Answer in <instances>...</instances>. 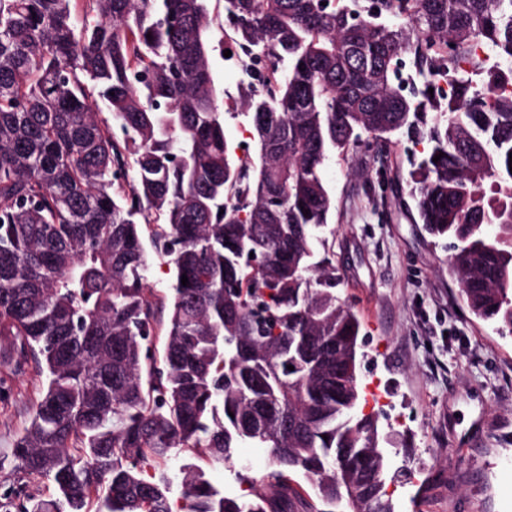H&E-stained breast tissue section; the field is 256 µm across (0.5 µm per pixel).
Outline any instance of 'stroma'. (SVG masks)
I'll return each instance as SVG.
<instances>
[{"instance_id":"35a3bbf8","label":"stroma","mask_w":512,"mask_h":512,"mask_svg":"<svg viewBox=\"0 0 512 512\" xmlns=\"http://www.w3.org/2000/svg\"><path fill=\"white\" fill-rule=\"evenodd\" d=\"M209 61L236 157L252 118L239 105L233 33L224 0H208ZM422 148L396 135L384 159L361 143L323 170L334 206L317 256L336 268V295L361 323L360 401L378 418L385 488L394 512H512V335L473 316L452 265L453 242L420 224L407 181ZM41 397L33 370L0 364V452L28 426ZM225 494H240V465L268 470L267 450L245 443L230 461L181 452Z\"/></svg>"}]
</instances>
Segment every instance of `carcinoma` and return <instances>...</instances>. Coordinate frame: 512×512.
I'll use <instances>...</instances> for the list:
<instances>
[{"instance_id":"cac0c4a2","label":"carcinoma","mask_w":512,"mask_h":512,"mask_svg":"<svg viewBox=\"0 0 512 512\" xmlns=\"http://www.w3.org/2000/svg\"><path fill=\"white\" fill-rule=\"evenodd\" d=\"M206 2L0 0V336L3 358L45 377L10 456L55 488L12 487L0 512H88L93 497L95 512H172L173 453L221 463L247 440L272 469H241L250 493L226 496L183 465L182 512H288L291 471L319 512L338 490L352 512H392L358 412L361 322L314 261L333 206L323 167L363 133L427 143L409 173L419 221L459 242L471 312L512 333V95L497 94L512 0H224L264 63L242 100L256 154L237 161ZM477 43L498 59L479 85L459 67ZM409 55L407 97L393 79ZM444 76L452 94L429 93ZM150 251L174 266L164 298Z\"/></svg>"}]
</instances>
